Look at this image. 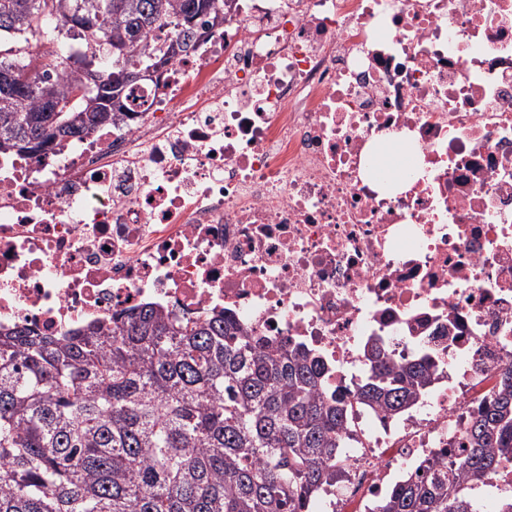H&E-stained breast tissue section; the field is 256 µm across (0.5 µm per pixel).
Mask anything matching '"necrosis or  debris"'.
Returning a JSON list of instances; mask_svg holds the SVG:
<instances>
[{"instance_id": "1", "label": "necrosis or debris", "mask_w": 512, "mask_h": 512, "mask_svg": "<svg viewBox=\"0 0 512 512\" xmlns=\"http://www.w3.org/2000/svg\"><path fill=\"white\" fill-rule=\"evenodd\" d=\"M152 105L0 154V327L64 336L152 303L302 346L321 391L369 353L432 366L357 405L315 512H378L512 363V0H226ZM380 355V350L372 349V359H375L372 371L353 397L387 414H397L424 394L431 380L432 366L424 361L397 364Z\"/></svg>"}]
</instances>
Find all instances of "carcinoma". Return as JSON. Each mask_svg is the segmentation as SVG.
Returning <instances> with one entry per match:
<instances>
[{"label":"carcinoma","instance_id":"carcinoma-1","mask_svg":"<svg viewBox=\"0 0 512 512\" xmlns=\"http://www.w3.org/2000/svg\"><path fill=\"white\" fill-rule=\"evenodd\" d=\"M224 0H0V153L62 150L148 110L130 73L194 52ZM83 44L32 53V42ZM374 365L353 397L390 415L432 366ZM299 347L246 334L222 313L173 318L140 304L70 336L0 329V512H305L342 477L349 397L320 392ZM512 457V366L473 412L465 450L405 477L379 512H477L465 480Z\"/></svg>","mask_w":512,"mask_h":512}]
</instances>
